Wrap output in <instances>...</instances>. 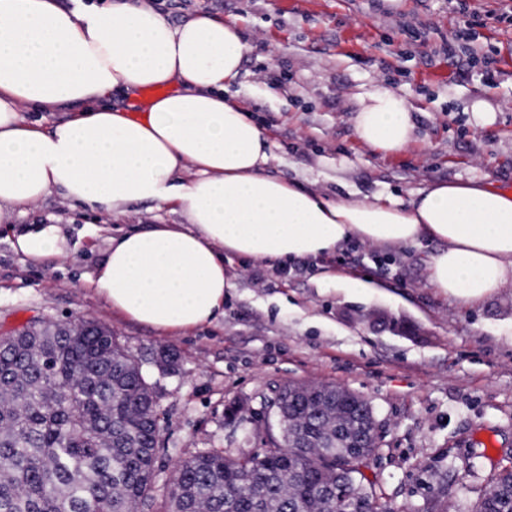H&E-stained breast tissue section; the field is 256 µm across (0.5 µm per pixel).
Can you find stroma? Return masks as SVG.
Returning a JSON list of instances; mask_svg holds the SVG:
<instances>
[{
	"label": "stroma",
	"mask_w": 512,
	"mask_h": 512,
	"mask_svg": "<svg viewBox=\"0 0 512 512\" xmlns=\"http://www.w3.org/2000/svg\"><path fill=\"white\" fill-rule=\"evenodd\" d=\"M172 21L206 11L236 19L251 45L239 100L269 128V171L328 196L407 197L431 182L488 179L512 192V30L485 28L477 44L497 60L487 74L472 53L444 50L459 19L448 0H152ZM400 92L416 138L384 154L359 141L360 97ZM483 102L492 120L473 111ZM49 194L0 223V328L38 315L83 317L111 328L137 357L164 420L160 480L192 454L260 451L277 436L281 388L330 383L372 406L379 453L367 471L384 512H474L495 475L512 468V291L478 306L426 282L416 249L359 246L334 254L339 281L226 259L234 286L224 316L184 335L112 312L85 285L103 261L106 223ZM57 224L67 256L30 266L15 232ZM175 356L160 367L159 350ZM248 409L247 418L230 413Z\"/></svg>",
	"instance_id": "1"
}]
</instances>
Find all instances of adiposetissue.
Returning <instances> with one entry per match:
<instances>
[{
	"label": "adipose tissue",
	"mask_w": 512,
	"mask_h": 512,
	"mask_svg": "<svg viewBox=\"0 0 512 512\" xmlns=\"http://www.w3.org/2000/svg\"><path fill=\"white\" fill-rule=\"evenodd\" d=\"M250 46L235 20L207 12L175 23L150 0H0V217L51 192L115 220L133 205L179 224L109 236L89 286L111 310L163 333L224 314L228 255L319 265L360 244L429 245L427 281L467 304L512 289V193L436 182L408 200L328 198L270 174L265 128L234 89ZM53 115L50 128L27 109ZM414 123L379 86L355 118L362 143L403 151ZM57 225L18 234L34 265L65 254Z\"/></svg>",
	"instance_id": "1"
}]
</instances>
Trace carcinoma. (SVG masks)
I'll return each mask as SVG.
<instances>
[{"label": "carcinoma", "mask_w": 512, "mask_h": 512, "mask_svg": "<svg viewBox=\"0 0 512 512\" xmlns=\"http://www.w3.org/2000/svg\"><path fill=\"white\" fill-rule=\"evenodd\" d=\"M0 335V512H336L323 486L341 482L344 512H383L366 474L367 448H334L336 428L369 403L346 391V406L321 414L308 447L288 436L253 455L199 452L179 462L178 495L157 478L161 412L138 361L112 330L93 321L69 336L60 327ZM276 408L303 428L304 407ZM475 512H512V469L502 470Z\"/></svg>", "instance_id": "cac0c4a2"}]
</instances>
